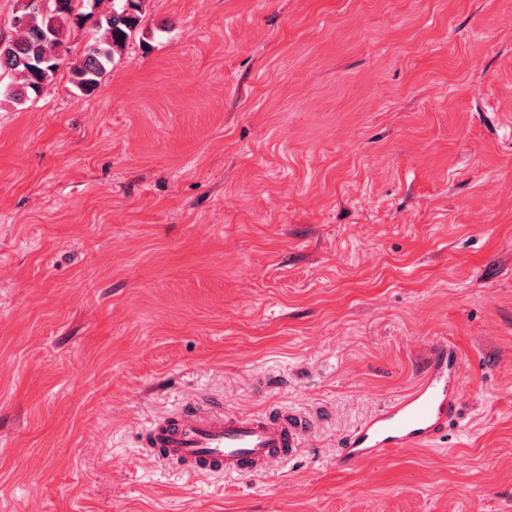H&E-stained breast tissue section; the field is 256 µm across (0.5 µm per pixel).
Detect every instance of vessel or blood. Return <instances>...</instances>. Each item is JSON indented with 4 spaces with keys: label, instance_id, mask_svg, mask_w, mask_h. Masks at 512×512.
<instances>
[{
    "label": "vessel or blood",
    "instance_id": "vessel-or-blood-1",
    "mask_svg": "<svg viewBox=\"0 0 512 512\" xmlns=\"http://www.w3.org/2000/svg\"><path fill=\"white\" fill-rule=\"evenodd\" d=\"M461 395L458 355L447 341H437L416 385L341 437L336 468L348 470L397 449L442 440ZM327 418L323 408L233 411L221 397L200 395L153 419L142 445L154 462L189 475L262 477L291 461Z\"/></svg>",
    "mask_w": 512,
    "mask_h": 512
}]
</instances>
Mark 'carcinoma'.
Returning <instances> with one entry per match:
<instances>
[{"instance_id": "cac0c4a2", "label": "carcinoma", "mask_w": 512, "mask_h": 512, "mask_svg": "<svg viewBox=\"0 0 512 512\" xmlns=\"http://www.w3.org/2000/svg\"><path fill=\"white\" fill-rule=\"evenodd\" d=\"M44 8L36 0H20L12 15L16 36L0 43V73L16 78L5 89L8 102L21 105L41 94L56 73L65 23L79 22L83 13L76 0H48ZM97 14L99 36L83 54L70 62L72 84L84 95L92 94L108 73L116 49L125 45L139 26L143 0H112V6L96 12L103 0H83Z\"/></svg>"}]
</instances>
